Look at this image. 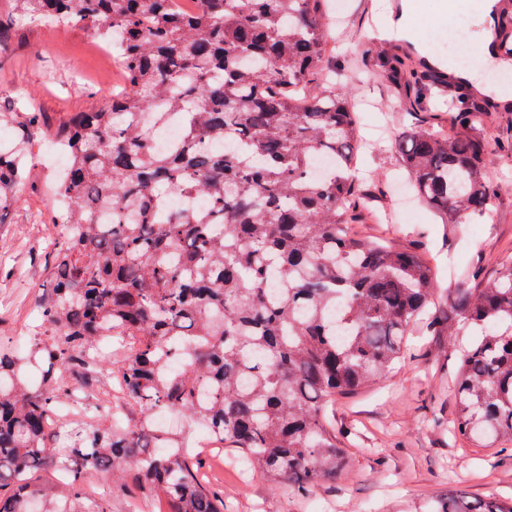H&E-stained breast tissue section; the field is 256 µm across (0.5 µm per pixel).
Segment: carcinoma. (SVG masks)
<instances>
[{"mask_svg": "<svg viewBox=\"0 0 512 512\" xmlns=\"http://www.w3.org/2000/svg\"><path fill=\"white\" fill-rule=\"evenodd\" d=\"M19 19L80 24L112 47L124 85L112 102L52 132L67 164L57 182L70 232L38 295L42 336L26 355L0 345V512H107L84 475L112 469L133 498L167 512H224L203 483L183 415L277 486L305 498L345 467L326 406L390 373L418 318L459 352L455 436L512 460V252L498 275L440 296L436 262L363 237L372 201L360 192L359 117L327 77L328 0H12L0 49ZM498 34L512 22L499 0ZM413 105L450 97L451 128L412 123L391 151L418 201L445 224L494 218L482 130L495 100L429 58L386 60ZM16 93L0 104V212L24 180L42 112ZM163 115L182 120L171 151L152 145ZM230 144L224 154L214 152ZM329 155L332 168L311 170ZM207 197L200 212L173 196ZM110 370L132 417L53 431L56 407L84 385V363ZM40 369L39 387L25 373ZM67 492L34 489L47 464ZM429 512H512L507 499L450 491Z\"/></svg>", "mask_w": 512, "mask_h": 512, "instance_id": "carcinoma-1", "label": "carcinoma"}]
</instances>
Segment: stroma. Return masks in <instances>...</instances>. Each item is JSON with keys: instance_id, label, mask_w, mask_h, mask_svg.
Returning a JSON list of instances; mask_svg holds the SVG:
<instances>
[{"instance_id": "stroma-1", "label": "stroma", "mask_w": 512, "mask_h": 512, "mask_svg": "<svg viewBox=\"0 0 512 512\" xmlns=\"http://www.w3.org/2000/svg\"><path fill=\"white\" fill-rule=\"evenodd\" d=\"M332 30L331 73L345 85L367 119L362 131V178L378 196L380 212L407 204L410 212L394 224L391 240L437 256L440 263L469 266L472 284L494 277L500 259L512 250V112L496 115L484 128L492 146L487 170L498 186L493 223L460 227L437 223L417 202H404L395 183L397 162L390 150L399 135L397 90L377 66L378 57L398 48V40L372 37L371 13L382 6L410 3L416 47L441 61H457L448 45L450 23L474 33L475 6L447 20L442 0H347ZM118 64L88 29L55 23L18 21L6 60L0 62V92L22 88L27 104L48 114L54 124L71 113L100 106L101 90L117 80ZM36 138L29 175L16 201L0 215V338L27 334V316L54 263L52 224L59 199L52 189L58 171ZM457 359L448 340L429 335L417 324L404 362L366 394L337 398L328 416L348 458L343 472L307 499L273 486L243 469L231 450H205L201 470L215 474V489L227 512H425L450 490L482 496L512 494V466L499 465L495 451L455 438L451 426L455 401L451 377Z\"/></svg>"}]
</instances>
